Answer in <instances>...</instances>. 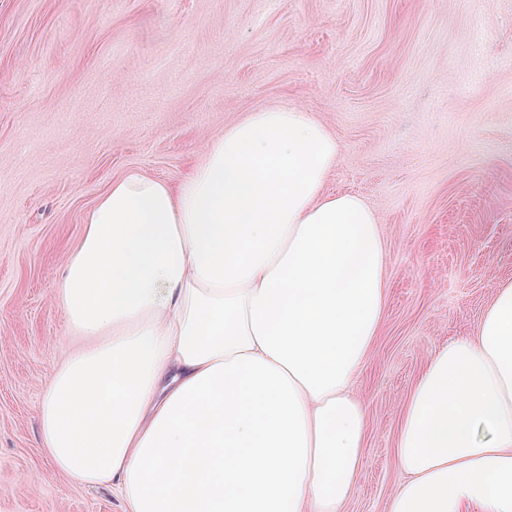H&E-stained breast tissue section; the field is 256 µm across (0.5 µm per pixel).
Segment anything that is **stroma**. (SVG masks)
<instances>
[{"instance_id": "35a3bbf8", "label": "stroma", "mask_w": 512, "mask_h": 512, "mask_svg": "<svg viewBox=\"0 0 512 512\" xmlns=\"http://www.w3.org/2000/svg\"><path fill=\"white\" fill-rule=\"evenodd\" d=\"M288 103L337 138L326 189L363 197L386 244L344 512H387L414 381L512 280V0H0V512H123L38 436L77 342L54 290L87 211L125 170L177 183L225 127Z\"/></svg>"}]
</instances>
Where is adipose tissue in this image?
Returning a JSON list of instances; mask_svg holds the SVG:
<instances>
[{
  "instance_id": "obj_1",
  "label": "adipose tissue",
  "mask_w": 512,
  "mask_h": 512,
  "mask_svg": "<svg viewBox=\"0 0 512 512\" xmlns=\"http://www.w3.org/2000/svg\"><path fill=\"white\" fill-rule=\"evenodd\" d=\"M308 110L225 128L177 183L128 169L55 296L85 344L38 409L43 454L125 512H343L363 462L354 379L387 309L362 197ZM387 512H512V281L439 346L403 407Z\"/></svg>"
}]
</instances>
